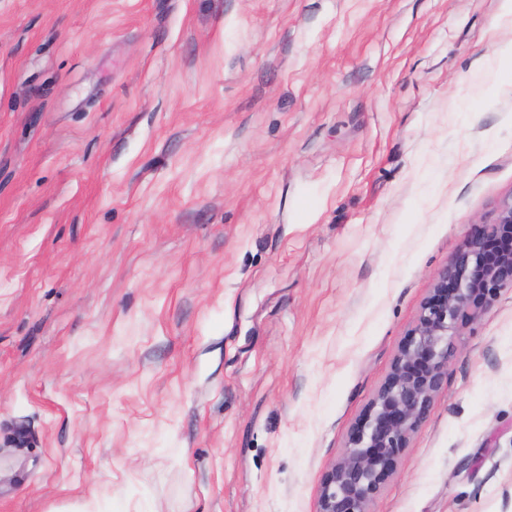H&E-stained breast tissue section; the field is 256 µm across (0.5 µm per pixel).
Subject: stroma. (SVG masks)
Instances as JSON below:
<instances>
[{"mask_svg": "<svg viewBox=\"0 0 512 512\" xmlns=\"http://www.w3.org/2000/svg\"><path fill=\"white\" fill-rule=\"evenodd\" d=\"M504 0H0V512H318L512 195ZM373 512H512V288Z\"/></svg>", "mask_w": 512, "mask_h": 512, "instance_id": "1", "label": "stroma"}]
</instances>
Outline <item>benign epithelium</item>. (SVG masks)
I'll list each match as a JSON object with an SVG mask.
<instances>
[{
  "mask_svg": "<svg viewBox=\"0 0 512 512\" xmlns=\"http://www.w3.org/2000/svg\"><path fill=\"white\" fill-rule=\"evenodd\" d=\"M506 286L512 287V196L500 202L494 222L472 225L462 248L434 276L389 373L324 476L319 512H373L446 379L460 329Z\"/></svg>",
  "mask_w": 512,
  "mask_h": 512,
  "instance_id": "7a95c632",
  "label": "benign epithelium"
}]
</instances>
